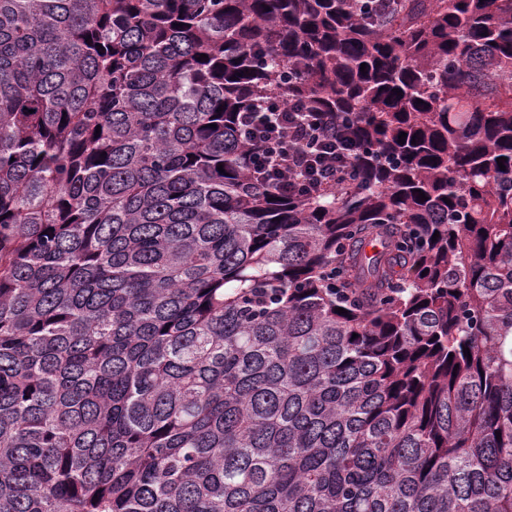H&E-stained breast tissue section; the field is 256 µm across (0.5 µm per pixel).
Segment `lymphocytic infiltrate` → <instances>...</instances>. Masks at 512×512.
Returning <instances> with one entry per match:
<instances>
[{
	"instance_id": "f902f5d3",
	"label": "lymphocytic infiltrate",
	"mask_w": 512,
	"mask_h": 512,
	"mask_svg": "<svg viewBox=\"0 0 512 512\" xmlns=\"http://www.w3.org/2000/svg\"><path fill=\"white\" fill-rule=\"evenodd\" d=\"M256 179L289 195H306L341 180L358 145L349 129L303 101L259 99L237 113Z\"/></svg>"
}]
</instances>
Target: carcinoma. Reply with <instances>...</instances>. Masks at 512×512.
I'll use <instances>...</instances> for the list:
<instances>
[{
  "mask_svg": "<svg viewBox=\"0 0 512 512\" xmlns=\"http://www.w3.org/2000/svg\"><path fill=\"white\" fill-rule=\"evenodd\" d=\"M0 512H512V0H0ZM257 180L288 195H306L344 177L358 145L349 129L301 100H254L236 115Z\"/></svg>",
  "mask_w": 512,
  "mask_h": 512,
  "instance_id": "1",
  "label": "carcinoma"
}]
</instances>
